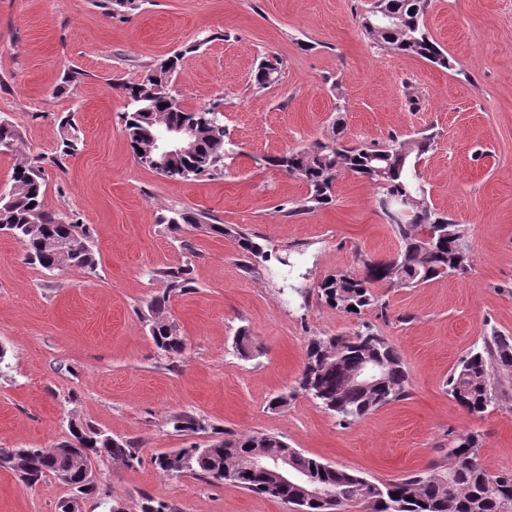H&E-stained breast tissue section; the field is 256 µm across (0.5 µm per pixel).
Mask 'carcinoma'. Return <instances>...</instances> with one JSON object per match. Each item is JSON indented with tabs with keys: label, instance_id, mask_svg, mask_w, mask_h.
<instances>
[{
	"label": "carcinoma",
	"instance_id": "carcinoma-1",
	"mask_svg": "<svg viewBox=\"0 0 512 512\" xmlns=\"http://www.w3.org/2000/svg\"><path fill=\"white\" fill-rule=\"evenodd\" d=\"M429 0H373L360 15L364 36L386 49L420 57L442 68H449L448 55L432 37L424 23ZM387 10L397 15L401 25L382 31L369 28L368 21ZM180 55L171 56L148 70L135 82H120L112 88L121 90L128 101L125 132L129 145L144 168L154 166L139 153L148 132L168 124L191 123L199 127L200 145L196 153L184 156L171 168L161 171L170 178L199 176L224 166L225 136L219 104L189 110L183 107L173 75ZM277 71L262 61L253 76L263 88ZM62 121L60 156H74L80 151L76 136ZM329 142H316L300 150H291L269 159V164L301 179L308 187L303 204L295 213L315 211L332 202V187L339 175L347 173L363 178L377 189V208L400 239V250L388 260L361 259L363 269L338 272L318 284V293L331 307L357 315L370 307H385L379 286L421 285L439 277L464 274L470 256L464 246L465 229L426 201L419 168L423 157L434 149L436 134L424 131L409 138L393 136L381 143L351 144L333 131ZM19 139L17 129L0 121V153L12 151ZM10 191L0 198V231H5L22 246L26 258L43 269L76 267L85 271L97 265L82 224L67 220L44 206L43 159H27L14 165ZM413 197L412 214L403 222L392 211L399 198ZM221 235H231L243 255L266 258L262 246L240 230L209 225ZM435 231L423 239L424 230ZM64 239L69 252L56 254L53 243ZM171 292L189 283V270L164 274ZM150 334L156 347L170 359L180 357L186 344L178 326L166 315V296H159L148 306ZM381 361L386 368L383 380L372 389H361L349 378L364 357ZM512 369V336L494 333L482 338L453 368L446 382L448 396L471 415H481L497 400L494 372ZM302 394L319 402L339 418L340 423L355 422L378 407L409 395V379L396 348L383 336L365 328L352 336H315L307 347L303 370L293 391L279 394L269 402L272 410L285 409ZM176 432L197 433L206 429L199 417L182 412L170 419ZM71 440L50 448H0V468L9 469L18 478L34 485L44 477L67 474L64 484L82 495L95 488L86 486L84 471L93 461L105 456L131 466L140 462L138 448L131 441H119L91 427H70ZM254 451L273 460L290 454L299 471L336 491L332 503L297 500L293 486L275 491L267 481L240 467L245 455ZM453 458L432 461L424 470L389 482L373 481L364 475L334 467L291 448L274 435L229 434L208 448L204 455L193 444L159 454L157 469L166 474L187 473L207 481H227L250 492L295 505L303 512H337L348 503H365L373 512H512V472L492 474L481 464L480 440L474 433L457 437Z\"/></svg>",
	"mask_w": 512,
	"mask_h": 512
}]
</instances>
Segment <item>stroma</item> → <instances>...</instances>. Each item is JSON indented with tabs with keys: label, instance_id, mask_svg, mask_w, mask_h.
Wrapping results in <instances>:
<instances>
[{
	"label": "stroma",
	"instance_id": "stroma-1",
	"mask_svg": "<svg viewBox=\"0 0 512 512\" xmlns=\"http://www.w3.org/2000/svg\"><path fill=\"white\" fill-rule=\"evenodd\" d=\"M370 0H138L108 15L100 0H0V120L19 132L0 154V193L16 161L45 160L49 210L86 225L95 271L45 270L0 233V448H47L71 423L131 440L141 462L100 459L99 483L82 512L107 499L141 512L145 498L178 512H294L280 500L195 476H166L154 455L223 433H265L334 466L380 480L425 469L460 434H479L493 474L512 471V371L497 376L499 400L479 416L446 392L451 370L482 337L512 336V0H431L424 21L451 68L376 47L359 12ZM180 55L175 87L185 108L222 102L232 150L227 169L167 178L139 165L128 146L127 101L115 82L138 80ZM268 56L274 83L252 75ZM76 72L66 82L68 72ZM82 142L60 157L62 117ZM370 144L430 129L421 163L434 208L466 228L467 273L417 287L380 288L385 309L354 316L328 306L321 280L384 260L400 243L374 204L375 188L338 177L331 204L296 208L307 186L266 158L334 128ZM207 228H171L177 213ZM215 224L248 233L268 260L242 256ZM186 268L190 283L168 291L162 274ZM186 342L180 358L154 345L153 297ZM370 327L399 352L407 399L340 424L315 401L287 410L269 400L291 390L314 336ZM248 330L254 357L234 338ZM204 419L198 434L175 432L171 416ZM54 478L22 485L0 469V512H58L70 497Z\"/></svg>",
	"mask_w": 512,
	"mask_h": 512
}]
</instances>
